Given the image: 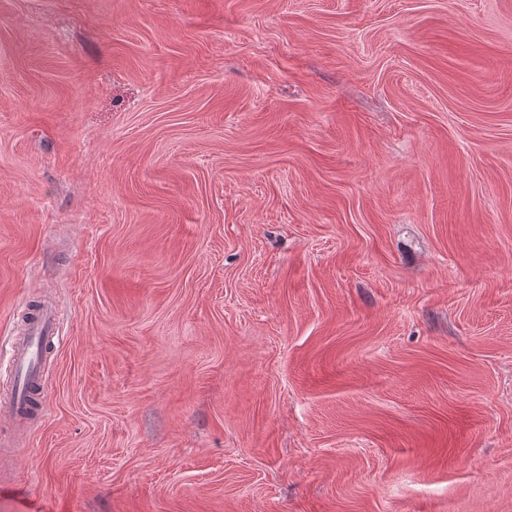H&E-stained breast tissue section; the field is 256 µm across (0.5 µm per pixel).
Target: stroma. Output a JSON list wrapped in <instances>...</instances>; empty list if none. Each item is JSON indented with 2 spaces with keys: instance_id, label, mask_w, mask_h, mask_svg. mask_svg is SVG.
<instances>
[{
  "instance_id": "obj_1",
  "label": "stroma",
  "mask_w": 512,
  "mask_h": 512,
  "mask_svg": "<svg viewBox=\"0 0 512 512\" xmlns=\"http://www.w3.org/2000/svg\"><path fill=\"white\" fill-rule=\"evenodd\" d=\"M0 512H512V0H0ZM58 312L48 304H43L36 318L31 322L25 336L12 334L11 359L5 374L0 371L1 388H12L10 398L2 403L5 410L14 421L26 419L29 411L31 388H43L42 378L39 377V364L44 346L55 341L59 343ZM56 330V331H55Z\"/></svg>"
}]
</instances>
